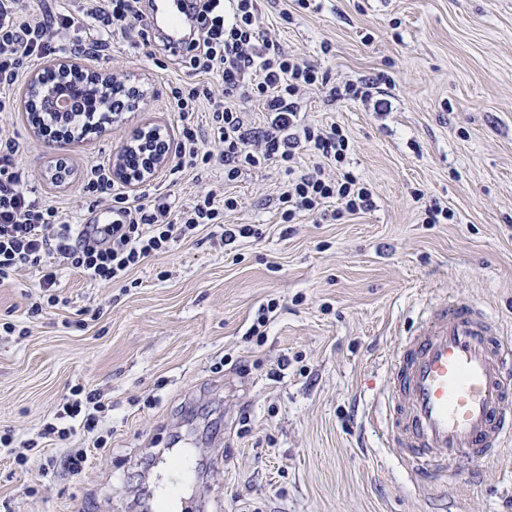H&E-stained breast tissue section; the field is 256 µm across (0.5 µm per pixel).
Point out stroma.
Returning <instances> with one entry per match:
<instances>
[{
  "instance_id": "1",
  "label": "stroma",
  "mask_w": 512,
  "mask_h": 512,
  "mask_svg": "<svg viewBox=\"0 0 512 512\" xmlns=\"http://www.w3.org/2000/svg\"><path fill=\"white\" fill-rule=\"evenodd\" d=\"M261 28L331 80L393 79L391 108L327 101L307 90L306 122L336 123L350 168L375 207L339 223L299 218L285 232L275 165L225 182L162 168L129 188L186 204L215 189L239 200L225 223L258 224L263 237L227 251L200 231L149 258L122 288L63 271V304L31 314L39 273L0 282V434L35 437L74 385L112 405V430L78 475L40 476L0 453V512H144L170 447L187 451L180 495L199 512H512V450L469 468L448 487H419L377 432L387 361L423 303L459 295L482 302L512 332V0H259ZM85 64L141 87L138 111L98 134H32L21 111L0 130L35 193L75 222L97 207L84 191L90 165L141 129L178 139L167 108L172 83L194 82L161 39L132 31ZM72 175L49 177L55 160ZM437 201L446 224L424 221ZM276 300L263 343L244 334ZM14 324L6 333L4 324Z\"/></svg>"
}]
</instances>
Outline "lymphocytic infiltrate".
<instances>
[{"instance_id": "lymphocytic-infiltrate-1", "label": "lymphocytic infiltrate", "mask_w": 512, "mask_h": 512, "mask_svg": "<svg viewBox=\"0 0 512 512\" xmlns=\"http://www.w3.org/2000/svg\"><path fill=\"white\" fill-rule=\"evenodd\" d=\"M203 21L191 39L186 68L201 75L192 87L170 89L169 106L180 121L175 146V171L220 168L228 181L244 171L270 163L284 168L288 182L277 197L283 223L301 216L344 220L371 210L373 191L348 170L350 140L338 124L305 122L299 112L304 90L327 88L331 99L373 101L375 110L386 107L380 79H349L330 85L326 74L299 61L279 43L263 37L257 0H199ZM145 0H75L72 9L40 19L26 10V0H0V112L14 109L12 88L19 77L48 58L68 54L95 55L109 46L115 31L142 30ZM80 39H72V32ZM135 88L113 89L110 112L87 111L74 102L68 116L35 103L34 115L43 132L53 137L84 134L109 113L119 112ZM261 101L263 125L246 123L233 101ZM210 107L207 131L194 120L200 103ZM20 145L0 135V279L20 268L39 267V286L45 303H32V311L55 306L53 289L62 270L80 273L98 284L125 285L130 273L146 259L166 253L171 241L211 230L225 245L238 239L259 238L250 224L227 225L224 214L236 210V198L209 190L191 203L179 205L161 197H129L116 191L109 166L96 164L86 173L85 191L96 204L111 209L109 227L72 223L59 207L33 196L31 175L18 159ZM316 157L304 166L301 154ZM108 404L99 394L74 386L62 407V418L78 425L92 446L104 447L103 426Z\"/></svg>"}]
</instances>
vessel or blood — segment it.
<instances>
[{
  "label": "vessel or blood",
  "mask_w": 512,
  "mask_h": 512,
  "mask_svg": "<svg viewBox=\"0 0 512 512\" xmlns=\"http://www.w3.org/2000/svg\"><path fill=\"white\" fill-rule=\"evenodd\" d=\"M193 0H152L151 29L185 51ZM382 437L420 485L449 484L512 446V337L476 302H430L392 354Z\"/></svg>",
  "instance_id": "b4317fda"
}]
</instances>
